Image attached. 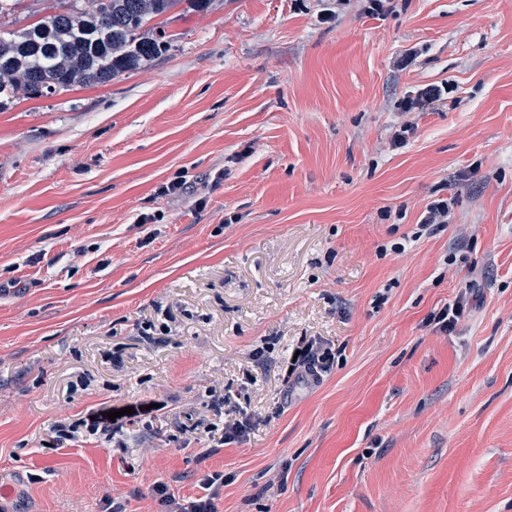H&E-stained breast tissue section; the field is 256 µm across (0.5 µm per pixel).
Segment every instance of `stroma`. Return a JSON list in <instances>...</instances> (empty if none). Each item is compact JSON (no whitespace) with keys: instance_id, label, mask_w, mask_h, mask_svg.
<instances>
[{"instance_id":"1","label":"stroma","mask_w":512,"mask_h":512,"mask_svg":"<svg viewBox=\"0 0 512 512\" xmlns=\"http://www.w3.org/2000/svg\"><path fill=\"white\" fill-rule=\"evenodd\" d=\"M368 5L183 4L140 69L0 105V512H156L213 471L218 512H512V0ZM305 338L333 359L287 377ZM449 217L450 209L447 200L433 201L427 205L420 225L426 230L434 226L449 224ZM236 414L237 411L235 408L225 409L224 411V436H222L219 441L221 445L231 443L242 438L250 429L252 423L250 418L242 416L244 419L241 420L237 418Z\"/></svg>"}]
</instances>
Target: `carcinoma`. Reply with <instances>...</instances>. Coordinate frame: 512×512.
Returning a JSON list of instances; mask_svg holds the SVG:
<instances>
[{
  "instance_id": "obj_1",
  "label": "carcinoma",
  "mask_w": 512,
  "mask_h": 512,
  "mask_svg": "<svg viewBox=\"0 0 512 512\" xmlns=\"http://www.w3.org/2000/svg\"><path fill=\"white\" fill-rule=\"evenodd\" d=\"M182 0H85L28 28L0 34V96L37 97L107 83L166 50L172 35L150 22Z\"/></svg>"
}]
</instances>
